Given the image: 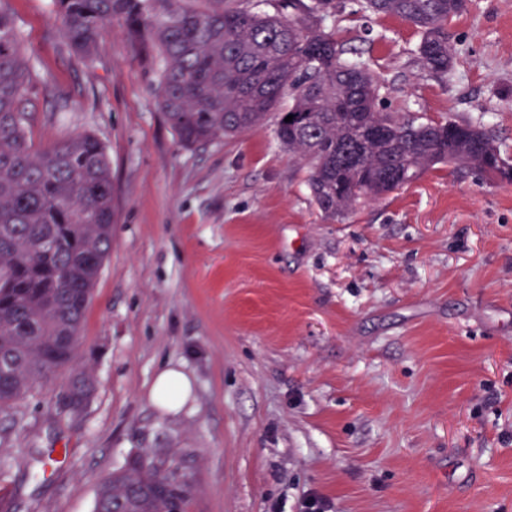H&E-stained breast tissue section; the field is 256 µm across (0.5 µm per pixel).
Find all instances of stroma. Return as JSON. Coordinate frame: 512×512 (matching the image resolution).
<instances>
[{"label":"stroma","instance_id":"stroma-1","mask_svg":"<svg viewBox=\"0 0 512 512\" xmlns=\"http://www.w3.org/2000/svg\"><path fill=\"white\" fill-rule=\"evenodd\" d=\"M23 37L29 136L82 133L112 167V250L73 367L0 409V512H93L139 450L193 454L190 512H512V182L438 165L327 217L277 114L183 147L158 64L123 21L93 68L64 47L51 0H0ZM326 32L381 84L389 111L492 130L512 156V0H468L448 73L420 34L341 0ZM95 385L65 403L73 369ZM191 381L175 408L163 369ZM64 448L55 471L39 459ZM189 385L188 378L182 372L171 368L163 369L157 376L153 399L156 403H164L166 391L173 395H182L188 390Z\"/></svg>","mask_w":512,"mask_h":512}]
</instances>
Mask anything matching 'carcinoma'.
<instances>
[{
	"mask_svg": "<svg viewBox=\"0 0 512 512\" xmlns=\"http://www.w3.org/2000/svg\"><path fill=\"white\" fill-rule=\"evenodd\" d=\"M66 48L90 61L112 20L157 54L159 105L184 147L243 133L283 98L277 136L308 169L312 199L328 217L394 190L439 164L474 167L509 182L512 163L470 122L407 119L385 111L368 71L342 58L323 29L338 0H284L293 20L236 0H51ZM466 0H363L421 32L418 58L448 72V23ZM31 79L22 34L0 8V407L74 363L93 288L112 248V172L105 146L80 134L34 149L27 135ZM293 116L287 122V116ZM84 372L68 405L92 397ZM192 454L135 452L101 483L93 512H189Z\"/></svg>",
	"mask_w": 512,
	"mask_h": 512,
	"instance_id": "1",
	"label": "carcinoma"
}]
</instances>
